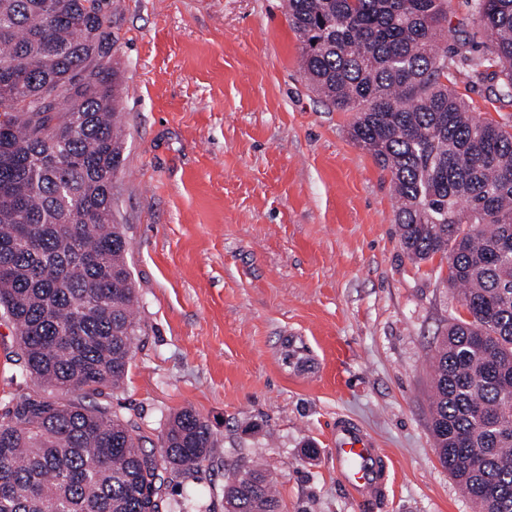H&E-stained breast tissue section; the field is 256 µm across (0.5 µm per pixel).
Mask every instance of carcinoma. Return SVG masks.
Segmentation results:
<instances>
[{"instance_id": "obj_1", "label": "carcinoma", "mask_w": 512, "mask_h": 512, "mask_svg": "<svg viewBox=\"0 0 512 512\" xmlns=\"http://www.w3.org/2000/svg\"><path fill=\"white\" fill-rule=\"evenodd\" d=\"M103 0H0V308L20 375L58 393L0 411V512H169L160 471L191 474L214 435L195 411L157 454L137 420L84 400L127 377L137 323L112 187L125 149ZM491 37L448 48V0H287L310 86L355 112L390 175L407 257L448 263L467 318L434 357L431 432L478 512H512V126L469 112L459 65L512 104V0H470ZM225 512H280L272 478L224 485Z\"/></svg>"}]
</instances>
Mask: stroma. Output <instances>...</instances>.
Returning <instances> with one entry per match:
<instances>
[{"mask_svg":"<svg viewBox=\"0 0 512 512\" xmlns=\"http://www.w3.org/2000/svg\"><path fill=\"white\" fill-rule=\"evenodd\" d=\"M127 145L113 193L140 327L124 385L100 402L159 449L197 412L210 461L166 475L171 512H224V484L266 469L281 512H472L430 430L432 364L464 313L434 259L414 264L389 177L353 113L309 86L285 0H109ZM480 116L512 125L489 82L453 72ZM0 313V404L29 391ZM388 457L386 497L345 487L337 418Z\"/></svg>","mask_w":512,"mask_h":512,"instance_id":"stroma-1","label":"stroma"}]
</instances>
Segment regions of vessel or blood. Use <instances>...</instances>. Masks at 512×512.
Returning <instances> with one entry per match:
<instances>
[{
	"label": "vessel or blood",
	"mask_w": 512,
	"mask_h": 512,
	"mask_svg": "<svg viewBox=\"0 0 512 512\" xmlns=\"http://www.w3.org/2000/svg\"><path fill=\"white\" fill-rule=\"evenodd\" d=\"M336 466L346 476L350 489L364 500L379 496L386 481L382 456L360 425L337 421L332 438Z\"/></svg>",
	"instance_id": "1"
}]
</instances>
